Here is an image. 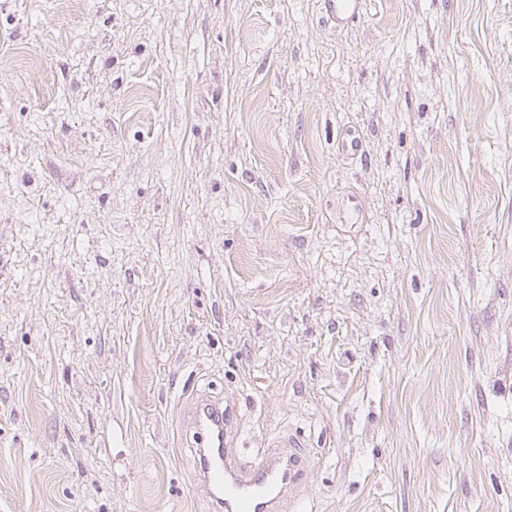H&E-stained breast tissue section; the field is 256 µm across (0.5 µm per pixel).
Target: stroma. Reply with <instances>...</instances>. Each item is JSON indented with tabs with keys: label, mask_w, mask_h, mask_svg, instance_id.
Returning a JSON list of instances; mask_svg holds the SVG:
<instances>
[{
	"label": "stroma",
	"mask_w": 512,
	"mask_h": 512,
	"mask_svg": "<svg viewBox=\"0 0 512 512\" xmlns=\"http://www.w3.org/2000/svg\"><path fill=\"white\" fill-rule=\"evenodd\" d=\"M359 12L0 0V512H512V0ZM237 414L231 403L201 399L192 409L194 481L210 512H284L307 478L308 461L292 450L268 451L257 461L236 454L230 436Z\"/></svg>",
	"instance_id": "obj_1"
}]
</instances>
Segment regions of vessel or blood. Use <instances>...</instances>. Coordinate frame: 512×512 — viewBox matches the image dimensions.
<instances>
[{
  "instance_id": "1",
  "label": "vessel or blood",
  "mask_w": 512,
  "mask_h": 512,
  "mask_svg": "<svg viewBox=\"0 0 512 512\" xmlns=\"http://www.w3.org/2000/svg\"><path fill=\"white\" fill-rule=\"evenodd\" d=\"M236 418L233 405L219 400L202 399L193 407L195 483L210 512H284L307 478L306 457L282 449L256 461L242 459L231 440Z\"/></svg>"
}]
</instances>
